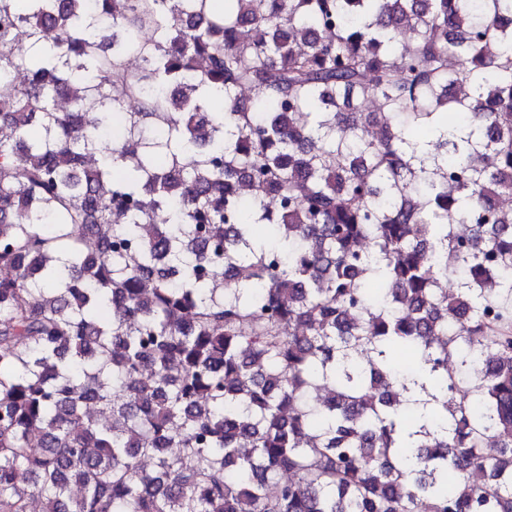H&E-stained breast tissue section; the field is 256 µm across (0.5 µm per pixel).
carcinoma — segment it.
<instances>
[{
    "instance_id": "1",
    "label": "carcinoma",
    "mask_w": 512,
    "mask_h": 512,
    "mask_svg": "<svg viewBox=\"0 0 512 512\" xmlns=\"http://www.w3.org/2000/svg\"><path fill=\"white\" fill-rule=\"evenodd\" d=\"M502 196L512 0H0V512H512Z\"/></svg>"
}]
</instances>
